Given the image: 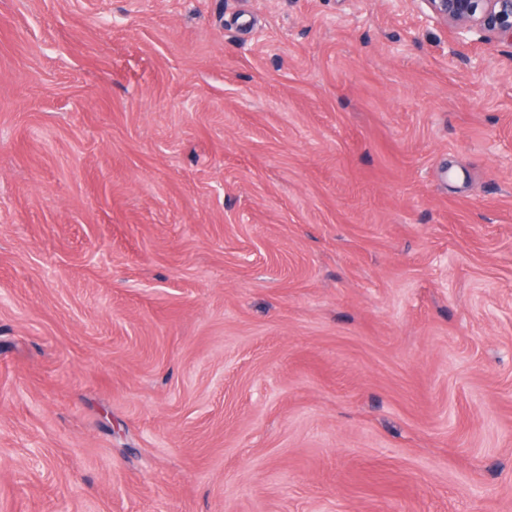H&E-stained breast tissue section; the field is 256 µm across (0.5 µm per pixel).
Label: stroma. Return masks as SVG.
Returning a JSON list of instances; mask_svg holds the SVG:
<instances>
[{
	"mask_svg": "<svg viewBox=\"0 0 512 512\" xmlns=\"http://www.w3.org/2000/svg\"><path fill=\"white\" fill-rule=\"evenodd\" d=\"M0 512H512V41L0 0Z\"/></svg>",
	"mask_w": 512,
	"mask_h": 512,
	"instance_id": "stroma-1",
	"label": "stroma"
}]
</instances>
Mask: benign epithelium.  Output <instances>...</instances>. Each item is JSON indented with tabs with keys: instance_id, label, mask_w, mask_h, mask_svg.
Segmentation results:
<instances>
[{
	"instance_id": "benign-epithelium-1",
	"label": "benign epithelium",
	"mask_w": 512,
	"mask_h": 512,
	"mask_svg": "<svg viewBox=\"0 0 512 512\" xmlns=\"http://www.w3.org/2000/svg\"><path fill=\"white\" fill-rule=\"evenodd\" d=\"M432 14L451 25L457 38L474 35L512 38V0H423Z\"/></svg>"
}]
</instances>
